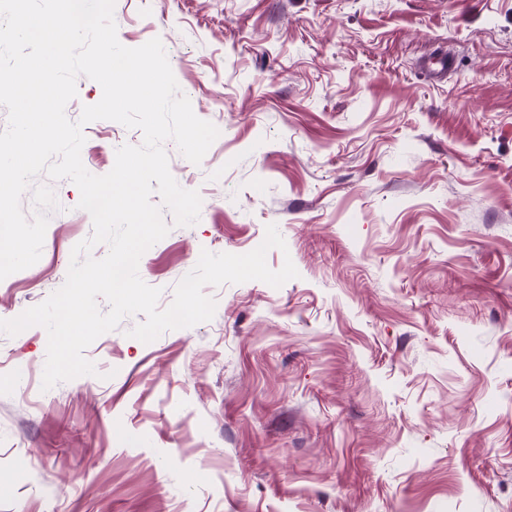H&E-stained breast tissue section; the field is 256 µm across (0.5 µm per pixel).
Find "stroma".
<instances>
[{
  "label": "stroma",
  "instance_id": "obj_1",
  "mask_svg": "<svg viewBox=\"0 0 512 512\" xmlns=\"http://www.w3.org/2000/svg\"><path fill=\"white\" fill-rule=\"evenodd\" d=\"M160 38L200 164L166 142L198 222L142 256L167 307L202 251L276 225L281 287H205L212 320L144 343L124 319L96 369L42 390L48 337L0 333V512H512V0H115ZM452 52L447 77L423 61ZM107 174L140 130L84 128ZM0 319L65 282L93 232L69 180Z\"/></svg>",
  "mask_w": 512,
  "mask_h": 512
}]
</instances>
